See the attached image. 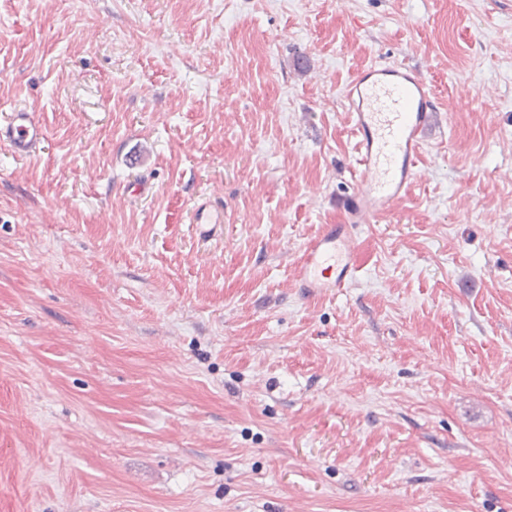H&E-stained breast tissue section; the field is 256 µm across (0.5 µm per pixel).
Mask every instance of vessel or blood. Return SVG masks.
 I'll list each match as a JSON object with an SVG mask.
<instances>
[{
	"label": "vessel or blood",
	"mask_w": 512,
	"mask_h": 512,
	"mask_svg": "<svg viewBox=\"0 0 512 512\" xmlns=\"http://www.w3.org/2000/svg\"><path fill=\"white\" fill-rule=\"evenodd\" d=\"M345 96L356 135V187L346 202L347 223L325 225L298 265V285L311 294L345 287L352 278L353 230L376 223L407 194L424 134L437 110L427 82L396 61L364 68ZM44 137L42 123L26 109L15 110L0 126V142L19 157L29 155Z\"/></svg>",
	"instance_id": "obj_1"
}]
</instances>
